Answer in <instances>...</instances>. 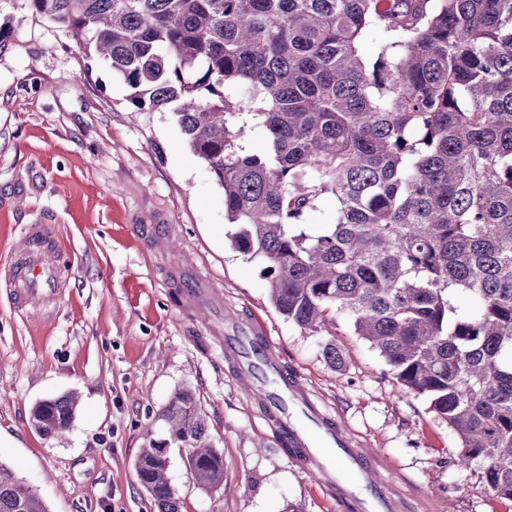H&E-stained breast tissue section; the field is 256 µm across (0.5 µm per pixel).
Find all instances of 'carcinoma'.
I'll return each instance as SVG.
<instances>
[{"instance_id":"carcinoma-1","label":"carcinoma","mask_w":512,"mask_h":512,"mask_svg":"<svg viewBox=\"0 0 512 512\" xmlns=\"http://www.w3.org/2000/svg\"><path fill=\"white\" fill-rule=\"evenodd\" d=\"M131 90L171 110L224 189L230 245L264 261L289 322L328 336L336 314L459 439L450 460L512 499V0H23ZM378 36L373 57L361 43ZM261 128L262 147L245 144ZM336 199L335 223L309 212ZM465 295L470 310L456 304ZM76 400L36 403L64 434ZM137 479L180 512L169 445L192 480L224 484L195 393L161 412ZM0 512H48L0 462Z\"/></svg>"}]
</instances>
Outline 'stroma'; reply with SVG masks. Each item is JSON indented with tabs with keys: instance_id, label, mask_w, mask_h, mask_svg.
Instances as JSON below:
<instances>
[{
	"instance_id": "1",
	"label": "stroma",
	"mask_w": 512,
	"mask_h": 512,
	"mask_svg": "<svg viewBox=\"0 0 512 512\" xmlns=\"http://www.w3.org/2000/svg\"><path fill=\"white\" fill-rule=\"evenodd\" d=\"M0 24L9 31L0 48V461L49 512H154L135 463L149 438L162 437L158 414L183 388L196 392L224 452V484L197 487L184 449L171 448L181 512H342L222 353L234 320L265 329L281 364L300 371L322 408L377 457L378 478L418 512H512V500L449 467L455 432L401 389L346 316L336 317L338 370L325 337L275 310L261 260L231 247L224 190L172 111H134L108 66L19 0H0ZM28 224L49 226L66 288L38 309L12 305L5 291ZM182 276L206 296L174 302ZM68 392L79 397L70 430L38 434L33 405Z\"/></svg>"
}]
</instances>
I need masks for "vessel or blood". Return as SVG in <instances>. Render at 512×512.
I'll list each match as a JSON object with an SVG mask.
<instances>
[{
  "instance_id": "vessel-or-blood-1",
  "label": "vessel or blood",
  "mask_w": 512,
  "mask_h": 512,
  "mask_svg": "<svg viewBox=\"0 0 512 512\" xmlns=\"http://www.w3.org/2000/svg\"><path fill=\"white\" fill-rule=\"evenodd\" d=\"M24 239V251L9 273L11 298L23 307L52 303L64 286L53 259L55 241L44 224L27 225ZM240 330V335L225 337L224 349L238 358V375L245 385L261 392L293 458L316 464L322 476L331 471L347 474V481L335 488L346 512H397L394 489L376 478L377 459L319 408L298 371L279 364L275 346L260 326L246 323Z\"/></svg>"
}]
</instances>
